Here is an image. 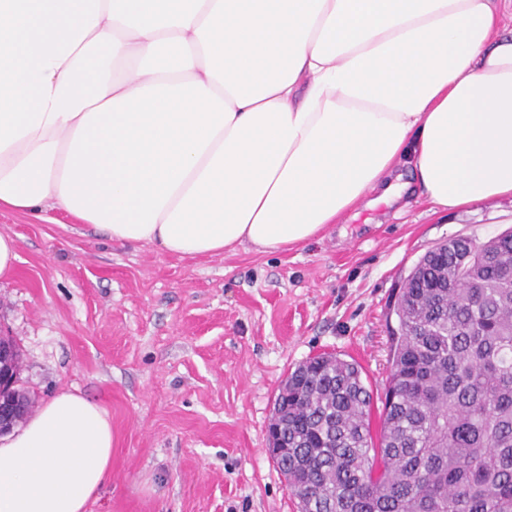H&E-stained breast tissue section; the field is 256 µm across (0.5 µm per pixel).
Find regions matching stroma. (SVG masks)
<instances>
[{
  "instance_id": "obj_1",
  "label": "stroma",
  "mask_w": 512,
  "mask_h": 512,
  "mask_svg": "<svg viewBox=\"0 0 512 512\" xmlns=\"http://www.w3.org/2000/svg\"><path fill=\"white\" fill-rule=\"evenodd\" d=\"M377 203L287 252L179 258L112 243L69 215L0 209L15 237L0 332L35 403L67 389L112 422V473L89 512H297L267 429L288 371L335 352L374 394L387 314L414 264L452 237L512 228V199L444 209Z\"/></svg>"
}]
</instances>
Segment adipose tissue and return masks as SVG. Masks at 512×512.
Here are the masks:
<instances>
[{
	"label": "adipose tissue",
	"instance_id": "1",
	"mask_svg": "<svg viewBox=\"0 0 512 512\" xmlns=\"http://www.w3.org/2000/svg\"><path fill=\"white\" fill-rule=\"evenodd\" d=\"M512 0H0V209L181 258L307 245L405 167L512 197ZM112 423L62 390L0 436V512H87Z\"/></svg>",
	"mask_w": 512,
	"mask_h": 512
}]
</instances>
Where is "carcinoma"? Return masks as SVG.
Returning <instances> with one entry per match:
<instances>
[{"mask_svg": "<svg viewBox=\"0 0 512 512\" xmlns=\"http://www.w3.org/2000/svg\"><path fill=\"white\" fill-rule=\"evenodd\" d=\"M389 315L378 441L357 363L321 354L278 388L270 453L300 512H512V231L427 251Z\"/></svg>", "mask_w": 512, "mask_h": 512, "instance_id": "obj_1", "label": "carcinoma"}]
</instances>
